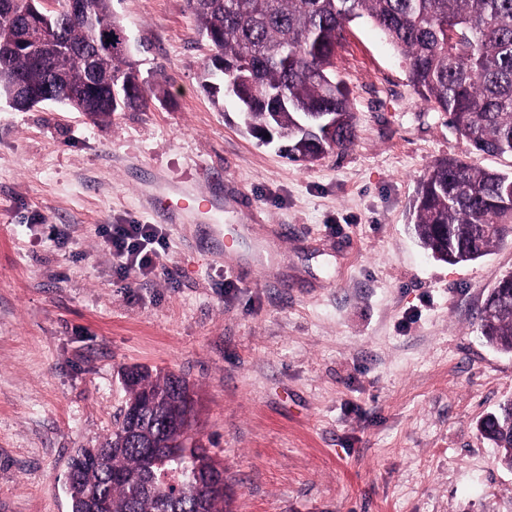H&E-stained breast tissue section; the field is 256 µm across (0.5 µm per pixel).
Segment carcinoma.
<instances>
[{"instance_id":"cac0c4a2","label":"carcinoma","mask_w":512,"mask_h":512,"mask_svg":"<svg viewBox=\"0 0 512 512\" xmlns=\"http://www.w3.org/2000/svg\"><path fill=\"white\" fill-rule=\"evenodd\" d=\"M98 27L66 16L52 22L51 42L40 61L19 47L29 13L22 0H0V98L17 84L54 98L67 88L87 87L91 63L126 79L133 64L112 40L101 42L100 27L121 24L112 0H84ZM200 33L215 37L224 55V74L204 68L203 89L221 94V83L238 92L234 107L252 136L272 134L292 162L312 163L333 148L345 149L356 126L343 81L332 62L345 40L346 25L363 16L381 31L403 59L408 80L434 110L471 145L491 156H512V0H186ZM141 89L112 101L110 86L99 85L83 111L96 117L144 111ZM309 112H331V132L302 129ZM512 173L472 166L461 159L438 162L417 191L413 229L433 257L457 264L487 255L512 236ZM487 293L497 307L481 333L494 348L512 353V273ZM127 414L97 448H79L71 457V512H227L224 491L212 480L224 466L193 434L195 391L173 373L145 366L123 372ZM483 437L499 449L498 462H512V400L482 420ZM173 471L175 485L160 482Z\"/></svg>"}]
</instances>
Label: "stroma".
Here are the masks:
<instances>
[{
	"instance_id": "35a3bbf8",
	"label": "stroma",
	"mask_w": 512,
	"mask_h": 512,
	"mask_svg": "<svg viewBox=\"0 0 512 512\" xmlns=\"http://www.w3.org/2000/svg\"><path fill=\"white\" fill-rule=\"evenodd\" d=\"M112 13L146 111L0 103V512H71L69 459L116 429L135 365L194 385L231 512H512V471L477 430L512 399V353L478 319L512 237L449 264L411 209L438 161L512 157L473 150L367 18L335 57L357 137L306 165L213 104L185 0ZM161 191L208 196L222 227L163 223ZM131 222L165 241L133 284L105 246Z\"/></svg>"
}]
</instances>
